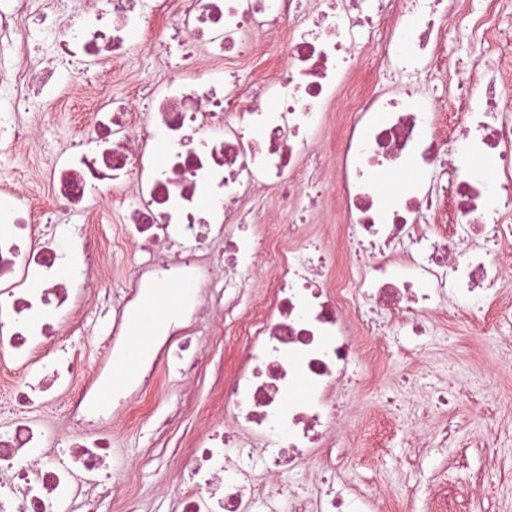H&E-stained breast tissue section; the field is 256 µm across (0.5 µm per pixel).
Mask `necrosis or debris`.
Segmentation results:
<instances>
[{"mask_svg":"<svg viewBox=\"0 0 512 512\" xmlns=\"http://www.w3.org/2000/svg\"><path fill=\"white\" fill-rule=\"evenodd\" d=\"M89 2L65 28L33 32L31 0H0V151L32 136L18 97H54L61 82L17 66L30 38L90 72L134 42L152 44L158 26L178 31L180 52L165 58L146 110L99 102L56 154L51 232L30 193L0 186V401L12 413L0 424V512H97L112 498L118 426L151 419L163 436L188 422L183 407L155 419L154 374L161 359L189 385L206 373L191 338L207 317L239 362L181 459L174 512H373L381 488L353 496L322 481L357 444L342 411L348 394L369 390L388 338L412 345L434 323L461 321L495 332L512 358V301L502 298L512 281V89L487 76L479 93H462L452 133L418 80L443 59V21L486 34L512 0H487L479 14L471 0H309L302 17L298 0ZM383 26L372 52L395 87L350 88L365 39ZM278 34L282 54L241 78L240 64ZM388 170L417 176L383 195ZM268 192L287 223H248ZM331 192L339 253L309 230ZM112 196L124 213L107 238L97 209ZM117 246L140 259L120 294L99 293ZM177 284L186 290L156 329V358L113 388L110 409L91 408L75 388L85 369L73 337H107V356H118L139 301ZM284 472L298 488L279 487Z\"/></svg>","mask_w":512,"mask_h":512,"instance_id":"necrosis-or-debris-1","label":"necrosis or debris"}]
</instances>
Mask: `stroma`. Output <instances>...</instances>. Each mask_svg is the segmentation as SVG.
Masks as SVG:
<instances>
[{
	"instance_id": "35a3bbf8",
	"label": "stroma",
	"mask_w": 512,
	"mask_h": 512,
	"mask_svg": "<svg viewBox=\"0 0 512 512\" xmlns=\"http://www.w3.org/2000/svg\"><path fill=\"white\" fill-rule=\"evenodd\" d=\"M447 65L429 69L420 82L427 98L448 100L451 77L479 78L484 71L497 66L502 53L512 50V18L504 17L494 38L481 42L464 31L449 30ZM163 64L139 43L133 44L120 60L104 65L101 80L117 100L128 99L132 87L153 82ZM81 71L71 70L55 98L33 97L25 107L37 121L36 142L9 152H0V183H13L25 188L36 187L46 160L82 132L84 117L93 101L84 90ZM424 352L408 345H393L392 357L376 379L377 391L356 396L349 402L347 426L362 432L359 448L353 449V461L343 479L349 490L380 483L386 489L381 512H398L397 501L413 477L402 466L405 435L402 423L416 404L434 403L432 419L419 427L425 443L421 472L435 478L442 487L467 482L470 474L485 461L475 443L483 432L481 418L462 402L437 404L440 394L460 386L502 397L499 422L502 443L499 459L512 467V363L497 356L494 336L480 334L465 324L449 328L435 325L425 336ZM216 366L233 368L234 351L212 352ZM209 371L196 381L193 402L197 412L211 413L217 406V373ZM449 423L458 433L447 447H440L436 427ZM189 438L157 439L150 425L125 426L114 447L116 466L113 481L120 493L138 497L144 512H171L178 485L161 487V476H174L180 452L188 451Z\"/></svg>"
}]
</instances>
